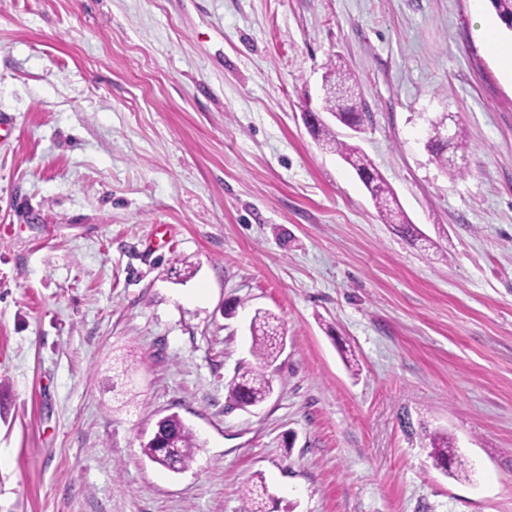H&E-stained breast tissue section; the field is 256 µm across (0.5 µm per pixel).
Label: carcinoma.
<instances>
[{
	"mask_svg": "<svg viewBox=\"0 0 512 512\" xmlns=\"http://www.w3.org/2000/svg\"><path fill=\"white\" fill-rule=\"evenodd\" d=\"M503 28L512 32V0H489ZM323 109L331 113L344 126L356 124L367 118L365 104L359 96V83L350 69L339 62L327 65L323 76ZM312 134L325 149L340 156L357 173L370 194L380 218L386 224H396L411 241L422 236L414 225L402 218L394 193L382 174L359 147L341 138L320 120L311 124ZM433 156L444 173L452 180L467 173L466 153L469 149L465 131L457 127L452 145L429 140ZM251 353L255 365L237 372L227 386L226 403L231 408H251L264 403L274 390V378L269 368L279 359L283 351V329L277 316L267 311H256L250 325ZM430 456L441 464H453L455 470L465 469L461 456L455 454L454 444L448 434L435 432L429 438ZM142 453L151 461L174 472L183 471L191 465L198 448L196 433L187 426L178 414L172 413L161 419L153 435L141 444ZM244 512H270V496L261 480L245 486Z\"/></svg>",
	"mask_w": 512,
	"mask_h": 512,
	"instance_id": "obj_1",
	"label": "carcinoma"
}]
</instances>
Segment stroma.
<instances>
[{
  "label": "stroma",
  "instance_id": "stroma-1",
  "mask_svg": "<svg viewBox=\"0 0 512 512\" xmlns=\"http://www.w3.org/2000/svg\"><path fill=\"white\" fill-rule=\"evenodd\" d=\"M487 30L512 45L473 0H0V512H243L259 477L285 512H512V78ZM338 57L423 240L305 123ZM449 113L456 181L426 147ZM259 309L274 392L230 409ZM171 413L200 439L178 473L141 449ZM452 153L451 156L455 157L456 160L448 162V144L434 141L432 138L429 139L428 147H430L433 156L435 157L438 165L444 173L448 175L451 180L462 177L467 173L466 164V153L469 149L465 131L462 127L458 126L453 142H452ZM460 151V155L457 152ZM460 161V162H459ZM429 443L432 449L430 456L434 461L446 465L449 463V467H451V464H455V470L449 474L465 469V462L461 456L455 454V447L452 440L448 437V433H433L429 438Z\"/></svg>",
  "mask_w": 512,
  "mask_h": 512
}]
</instances>
